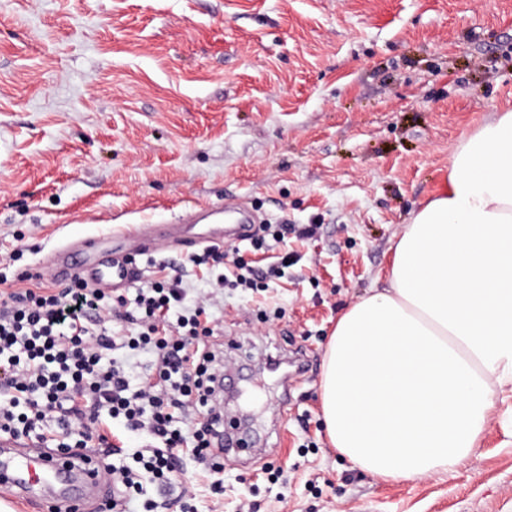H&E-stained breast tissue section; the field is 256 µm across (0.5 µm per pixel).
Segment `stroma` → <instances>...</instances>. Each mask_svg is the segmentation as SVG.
I'll list each match as a JSON object with an SVG mask.
<instances>
[{"instance_id":"stroma-1","label":"stroma","mask_w":512,"mask_h":512,"mask_svg":"<svg viewBox=\"0 0 512 512\" xmlns=\"http://www.w3.org/2000/svg\"><path fill=\"white\" fill-rule=\"evenodd\" d=\"M511 110L512 0H0V285L67 239L229 195L319 225L240 244L261 268L300 260L215 312L225 387L244 392L225 415L253 446L217 476L184 460L191 512H512L505 405L453 472L398 482L338 455L320 408L337 319L461 143Z\"/></svg>"}]
</instances>
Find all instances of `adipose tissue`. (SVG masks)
I'll return each instance as SVG.
<instances>
[{"mask_svg": "<svg viewBox=\"0 0 512 512\" xmlns=\"http://www.w3.org/2000/svg\"><path fill=\"white\" fill-rule=\"evenodd\" d=\"M512 387V111L457 150L405 225L386 286L337 320L320 405L329 442L385 480L452 472Z\"/></svg>", "mask_w": 512, "mask_h": 512, "instance_id": "1", "label": "adipose tissue"}]
</instances>
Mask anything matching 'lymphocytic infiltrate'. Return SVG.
<instances>
[{"mask_svg":"<svg viewBox=\"0 0 512 512\" xmlns=\"http://www.w3.org/2000/svg\"><path fill=\"white\" fill-rule=\"evenodd\" d=\"M211 261L224 271L206 293L178 273L131 300L79 280L57 291L0 294V433L36 436L71 458L86 448L113 455L102 431L109 419L144 435L147 443L133 451L131 464L98 468L116 508L142 495L145 482L170 484L185 457L222 471L215 444L224 432V356L209 343L214 294L262 287L293 260L283 254L262 271L235 247L192 258L197 266ZM119 347L151 354V372L139 386L131 385L122 362L109 358ZM50 421L55 430L47 429Z\"/></svg>","mask_w":512,"mask_h":512,"instance_id":"f902f5d3","label":"lymphocytic infiltrate"}]
</instances>
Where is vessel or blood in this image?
I'll list each match as a JSON object with an SVG mask.
<instances>
[{
	"instance_id": "1",
	"label": "vessel or blood",
	"mask_w": 512,
	"mask_h": 512,
	"mask_svg": "<svg viewBox=\"0 0 512 512\" xmlns=\"http://www.w3.org/2000/svg\"><path fill=\"white\" fill-rule=\"evenodd\" d=\"M212 207H196L187 211L179 223L154 227L145 234L140 255L164 252L166 244L177 246L180 253L204 243L221 240L220 229L208 225L215 215ZM50 268L60 280L80 279L89 286L112 290L129 287L140 276L126 253L122 237H99L77 245L58 248ZM0 485L15 491L18 499L30 502L33 490H40L44 504H57L68 512H78L84 501L95 497L103 484L93 471L80 464H61L52 453L33 454L18 451L16 443L0 437Z\"/></svg>"
}]
</instances>
